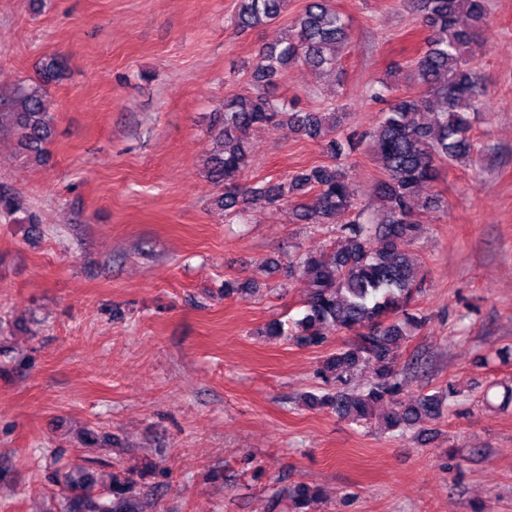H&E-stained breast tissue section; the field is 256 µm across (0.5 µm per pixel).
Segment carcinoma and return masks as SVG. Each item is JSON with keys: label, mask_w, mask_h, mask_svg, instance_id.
<instances>
[{"label": "carcinoma", "mask_w": 512, "mask_h": 512, "mask_svg": "<svg viewBox=\"0 0 512 512\" xmlns=\"http://www.w3.org/2000/svg\"><path fill=\"white\" fill-rule=\"evenodd\" d=\"M427 30L424 50L413 62L419 97L386 96L384 81L371 88V97L387 104L367 133L383 172L373 189L377 209L369 216L350 192L346 173L334 165H320L292 175L280 183L239 185L230 178L251 164L249 131L258 126L286 127L314 140L331 157L344 153L350 138L340 139L341 117L336 112H298L275 98L271 85L288 67L302 64L333 73L349 39V25L332 0H308L277 43L259 50L252 64L251 91L224 98L210 116V130L217 150L207 162V178L224 189L215 204L231 224L245 223L248 205L262 202L285 208L302 224H337V240L320 252L298 248L287 256L288 276L300 271L309 288L305 315L289 327L273 321L267 331L285 336L301 346H319L331 333H349L356 340L336 351L325 363L324 379L336 383L335 391L310 395V406H326L338 415L364 424L374 407L393 405L387 415L388 430H410L442 415L446 393L422 394L408 401L399 378L393 343L418 322L409 313L422 292L411 246L421 230L416 207L433 203L420 198L445 164L464 163L473 152L471 116L480 95L481 76L472 52L486 22L485 0H405ZM287 0H237L232 18L244 31L277 20ZM66 64L59 56L43 62L32 85L16 91L0 110L10 118L21 145L35 161L47 154L52 135L49 103L42 87L60 81ZM256 292L250 281L224 282V295L241 298ZM373 366L375 378L359 390L350 386L352 373ZM67 491V512H142L134 482L112 473L100 489L95 483H74L61 476ZM299 508L317 499L304 485L291 495Z\"/></svg>", "instance_id": "obj_1"}]
</instances>
